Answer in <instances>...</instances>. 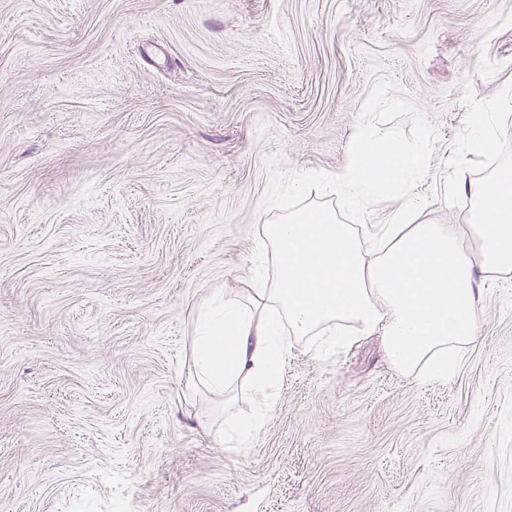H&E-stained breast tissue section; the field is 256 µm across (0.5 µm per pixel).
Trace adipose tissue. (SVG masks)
<instances>
[{"mask_svg":"<svg viewBox=\"0 0 512 512\" xmlns=\"http://www.w3.org/2000/svg\"><path fill=\"white\" fill-rule=\"evenodd\" d=\"M463 227L416 224L409 197L380 238L358 236L335 215L310 210L266 225L253 276L254 302L224 300L200 311L194 338L198 382L219 396L247 386L252 410L228 423L242 445L262 428L265 399L280 380L288 338L346 321L379 333L394 368L426 380L456 370L452 351L475 346L479 273L512 268V177L474 186ZM471 237L476 251L465 248ZM275 280H268V267Z\"/></svg>","mask_w":512,"mask_h":512,"instance_id":"adipose-tissue-1","label":"adipose tissue"}]
</instances>
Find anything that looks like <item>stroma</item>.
Here are the masks:
<instances>
[{
	"instance_id": "obj_1",
	"label": "stroma",
	"mask_w": 512,
	"mask_h": 512,
	"mask_svg": "<svg viewBox=\"0 0 512 512\" xmlns=\"http://www.w3.org/2000/svg\"><path fill=\"white\" fill-rule=\"evenodd\" d=\"M510 57L512 0H0V512H512V271L445 381L293 342L242 448L193 359L251 295L270 159L342 171L384 73L436 126L415 223H465L512 169V108L462 151ZM472 119L464 150L467 154L482 153L490 149L495 137L496 112H479Z\"/></svg>"
}]
</instances>
